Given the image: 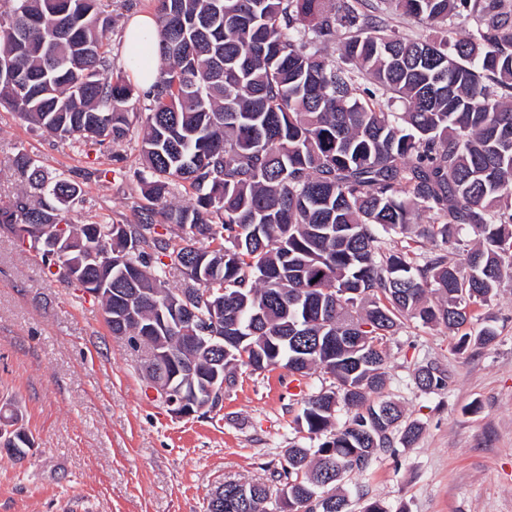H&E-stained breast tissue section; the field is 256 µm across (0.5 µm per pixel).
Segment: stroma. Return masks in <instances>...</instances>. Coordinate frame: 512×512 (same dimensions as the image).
I'll list each match as a JSON object with an SVG mask.
<instances>
[{"mask_svg":"<svg viewBox=\"0 0 512 512\" xmlns=\"http://www.w3.org/2000/svg\"><path fill=\"white\" fill-rule=\"evenodd\" d=\"M152 0H112L105 34L112 67H127L128 19L153 12ZM49 171L88 170L86 203L74 223L104 216L133 220L143 205L134 171L136 142L114 157L84 153L7 112H0V203L20 181L18 152ZM498 336L475 337L485 321ZM470 341L441 325L411 319L385 344L386 398L422 432L395 454H381L344 481L350 512L373 501L389 512H512V281L464 327ZM145 349L112 335L97 299L60 283L10 234L0 233V406H12L34 441L27 458L0 450V512H206L227 481L263 482L289 446L316 447L297 418L305 400L332 379L284 368L240 369L222 407L172 416L149 388ZM447 370L445 389L414 382L421 364Z\"/></svg>","mask_w":512,"mask_h":512,"instance_id":"1","label":"stroma"}]
</instances>
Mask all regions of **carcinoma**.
<instances>
[{
  "label": "carcinoma",
  "instance_id": "carcinoma-1",
  "mask_svg": "<svg viewBox=\"0 0 512 512\" xmlns=\"http://www.w3.org/2000/svg\"><path fill=\"white\" fill-rule=\"evenodd\" d=\"M391 10L439 36L397 35ZM154 11L164 64L141 93L113 71L100 0H0V108L83 152L112 153L139 123L146 201L125 224H74L83 183L20 152L23 189L0 229L24 241L65 225L66 249L31 243L34 257L67 286L89 276L112 289V335L160 336L202 377L218 359L231 386L242 367L282 362L331 374L299 416L324 440L287 448L246 499L224 483L221 512H266L273 497L288 512H348L336 485L421 432L395 402L370 401L386 385L384 340L403 318L458 330L512 280V0H154ZM337 37L339 56L323 54ZM175 185L192 196L167 202ZM160 224L180 234L163 239ZM465 226L479 243L451 265ZM420 239L433 251L416 253ZM187 261L200 278L183 295L214 291L222 350L184 348L174 317L160 322L179 299L167 272ZM125 288L140 289L139 320L122 328ZM447 379L432 363L414 373L423 392ZM340 405L353 415L337 428ZM12 436L4 447L21 461L31 439Z\"/></svg>",
  "mask_w": 512,
  "mask_h": 512
}]
</instances>
